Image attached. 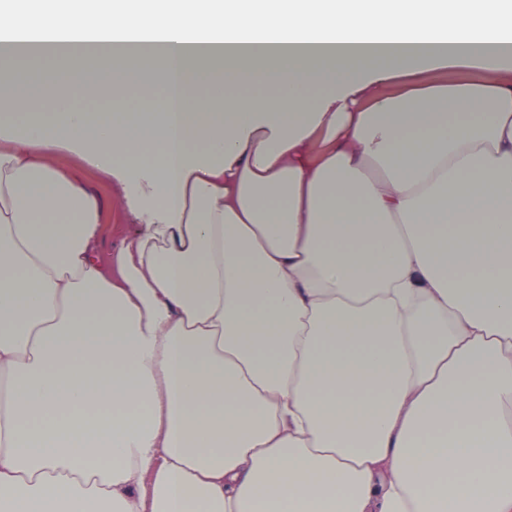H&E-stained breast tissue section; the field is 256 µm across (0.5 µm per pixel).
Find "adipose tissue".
<instances>
[{"mask_svg":"<svg viewBox=\"0 0 512 512\" xmlns=\"http://www.w3.org/2000/svg\"><path fill=\"white\" fill-rule=\"evenodd\" d=\"M20 44L96 77L0 89V512H512V0H0ZM164 91L160 84L134 85L123 97L113 95L93 100H80L77 105L91 112H158L161 108ZM54 164L67 172L75 174L81 180L94 187L108 205L107 229L101 241V255L106 257L134 229L133 224H125L120 216V204L114 189L105 174L94 168L84 166L79 157L68 152H61L53 159Z\"/></svg>","mask_w":512,"mask_h":512,"instance_id":"1","label":"adipose tissue"}]
</instances>
